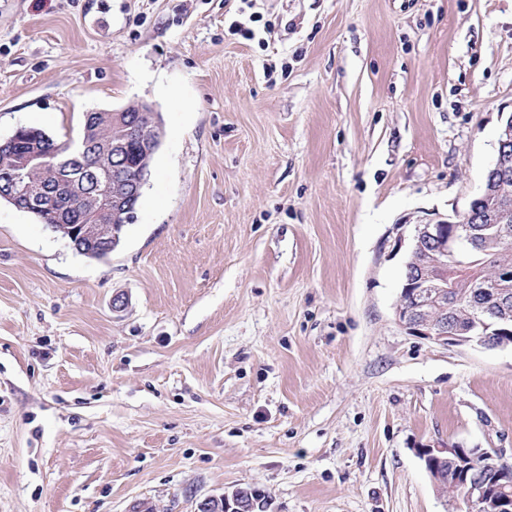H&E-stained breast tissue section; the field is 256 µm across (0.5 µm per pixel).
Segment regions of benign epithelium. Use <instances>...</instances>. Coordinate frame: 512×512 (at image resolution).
I'll return each instance as SVG.
<instances>
[{"label": "benign epithelium", "mask_w": 512, "mask_h": 512, "mask_svg": "<svg viewBox=\"0 0 512 512\" xmlns=\"http://www.w3.org/2000/svg\"><path fill=\"white\" fill-rule=\"evenodd\" d=\"M112 127L123 130L122 142L106 140L99 136L96 119L87 115L84 136L77 145L78 154L87 161V174L95 183L97 191L91 200L75 209L73 222L60 220L55 200L67 188L66 173L59 163L48 161V155L39 148H33L25 155V162L0 171V193L8 194L18 201L22 208L42 213L53 220V225L63 232V237L83 244L90 251H100L111 245L107 234L113 225L132 213L133 200L144 185L143 176L134 183L120 175L128 168L125 152L120 145L132 142L147 153L155 149L162 128L157 114L147 103L131 105L112 113ZM512 144V115L503 125L498 140L496 167L492 174L501 179L512 175L507 161L506 150ZM120 160V165L109 163L110 158ZM36 162L44 170V179H32L26 163ZM485 196L473 199L468 208L448 219L415 225L416 240L414 253H419L422 243L431 248V261L415 264L403 284L399 302L395 307L396 322L412 336H418L439 345L475 343L489 347L488 330L498 323H481L482 332H459L450 326L448 307L443 314L433 315V307L439 301H448V259H457L458 246L464 241L463 230L467 222L483 216ZM464 448H422L426 470L435 485L443 477L437 466L455 463L466 457ZM460 476L456 482L461 487L460 498L467 512H512V498L501 495L489 486L487 481L469 475L465 465H460ZM255 492L250 487H238L219 496L208 497L197 504V512H255Z\"/></svg>", "instance_id": "obj_1"}]
</instances>
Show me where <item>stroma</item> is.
<instances>
[{
  "instance_id": "obj_1",
  "label": "stroma",
  "mask_w": 512,
  "mask_h": 512,
  "mask_svg": "<svg viewBox=\"0 0 512 512\" xmlns=\"http://www.w3.org/2000/svg\"><path fill=\"white\" fill-rule=\"evenodd\" d=\"M140 102L108 259L0 203V512H463L418 451L512 462V346L393 310L495 162L512 0H0V138ZM255 492L251 487H238L219 496H211L197 504L198 512H253Z\"/></svg>"
}]
</instances>
